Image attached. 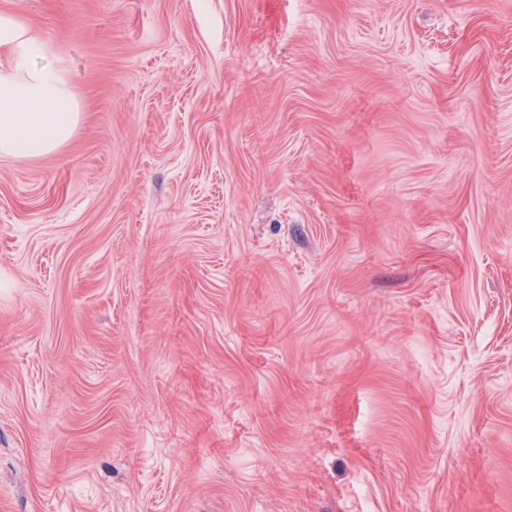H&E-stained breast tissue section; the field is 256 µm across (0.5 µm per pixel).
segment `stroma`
Instances as JSON below:
<instances>
[{
    "label": "stroma",
    "mask_w": 512,
    "mask_h": 512,
    "mask_svg": "<svg viewBox=\"0 0 512 512\" xmlns=\"http://www.w3.org/2000/svg\"><path fill=\"white\" fill-rule=\"evenodd\" d=\"M1 9L0 512H512V0ZM0 155L38 158L72 136L80 112L52 47L14 13L0 11Z\"/></svg>",
    "instance_id": "35a3bbf8"
}]
</instances>
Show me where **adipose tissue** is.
<instances>
[{"instance_id":"ef3b65f1","label":"adipose tissue","mask_w":512,"mask_h":512,"mask_svg":"<svg viewBox=\"0 0 512 512\" xmlns=\"http://www.w3.org/2000/svg\"><path fill=\"white\" fill-rule=\"evenodd\" d=\"M0 155L38 158L72 136L78 104L52 47L13 13L0 11Z\"/></svg>"}]
</instances>
